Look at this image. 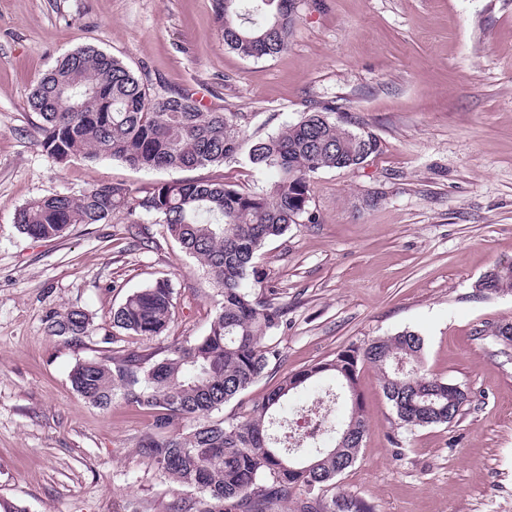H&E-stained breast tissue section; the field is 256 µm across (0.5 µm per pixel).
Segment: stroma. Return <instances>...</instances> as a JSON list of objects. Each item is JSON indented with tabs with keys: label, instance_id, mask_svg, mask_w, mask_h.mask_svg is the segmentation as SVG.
<instances>
[{
	"label": "stroma",
	"instance_id": "1",
	"mask_svg": "<svg viewBox=\"0 0 512 512\" xmlns=\"http://www.w3.org/2000/svg\"><path fill=\"white\" fill-rule=\"evenodd\" d=\"M296 3L287 50L256 59L225 48L213 0H0V500L26 512H172L191 496L136 450L150 413L119 398L96 408L70 375L82 360L203 335L220 302L153 216L119 211L38 241L16 229V208L112 182L247 189L270 178L242 157L194 170L56 163L28 97L59 57L92 46L147 73L156 92L243 113L250 139L318 104L377 137L361 167L315 174L308 216L263 248L261 285L288 300L271 337L280 361L222 414L243 416L285 374L347 347L417 332L426 367L465 389L466 404L450 424L400 428L363 365L368 428L337 489L372 512H512V346L491 334L512 322V292L476 287L512 262V0ZM135 224L147 243L133 242ZM163 277L176 303L165 335L111 339L114 309ZM70 307L94 330L67 343L44 319Z\"/></svg>",
	"mask_w": 512,
	"mask_h": 512
}]
</instances>
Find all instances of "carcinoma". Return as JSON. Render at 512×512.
I'll return each instance as SVG.
<instances>
[{
  "mask_svg": "<svg viewBox=\"0 0 512 512\" xmlns=\"http://www.w3.org/2000/svg\"><path fill=\"white\" fill-rule=\"evenodd\" d=\"M224 46L244 57L273 56L288 48L297 23L295 0H213ZM38 118V145L59 163L110 158L133 168L193 170L222 165L247 150V160L275 178L249 189L216 180H173L146 189L112 183L78 197L52 194L17 210V229L51 240L74 224H103L116 211L142 212L166 226L181 249L205 270L222 302L207 332L161 352L125 350L77 363L74 390L106 409L119 397L152 414L139 438V454L173 482L198 496L172 512H368L360 500L324 488L357 459L367 419L357 387L358 366L380 374L383 394L400 425L448 423V392L423 362L424 341L404 330L352 346L336 357L283 376L241 420L214 418L224 404L277 364L266 343L281 327L288 304L272 288L256 290V258L307 213L311 178L322 169L360 167L368 131H353L317 105L266 138L246 140L236 112L209 111L193 96L170 91L155 98L149 87L111 54L83 47L57 60L28 99ZM494 285L512 292V263L490 269ZM175 317L174 289L166 280L132 292L114 310L112 328L132 336H161ZM47 331L74 340L89 335L82 309L53 312ZM330 375L349 411L321 426L309 448L288 447V400L319 388ZM297 490L305 498L293 499Z\"/></svg>",
  "mask_w": 512,
  "mask_h": 512,
  "instance_id": "cac0c4a2",
  "label": "carcinoma"
}]
</instances>
